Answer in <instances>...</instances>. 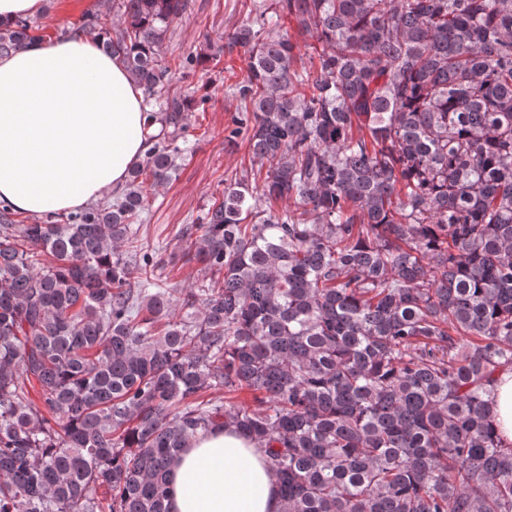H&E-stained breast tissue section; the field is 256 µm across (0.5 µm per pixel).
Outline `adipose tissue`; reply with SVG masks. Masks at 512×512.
<instances>
[{"mask_svg": "<svg viewBox=\"0 0 512 512\" xmlns=\"http://www.w3.org/2000/svg\"><path fill=\"white\" fill-rule=\"evenodd\" d=\"M139 87L80 35L0 58V205L70 212L121 190L147 152ZM172 512H281L264 454L221 428L192 439L171 473Z\"/></svg>", "mask_w": 512, "mask_h": 512, "instance_id": "obj_1", "label": "adipose tissue"}]
</instances>
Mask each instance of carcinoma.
<instances>
[{"label": "carcinoma", "instance_id": "1", "mask_svg": "<svg viewBox=\"0 0 512 512\" xmlns=\"http://www.w3.org/2000/svg\"><path fill=\"white\" fill-rule=\"evenodd\" d=\"M188 8L96 0L57 31L119 58L160 131L108 201L0 208V512H169L218 426L282 512H512V0H252L169 56ZM43 38L21 18L0 57ZM223 57L250 168L178 226L180 288L147 224L211 96L171 85ZM494 387L493 413L497 433L505 443H512V371H501Z\"/></svg>", "mask_w": 512, "mask_h": 512}]
</instances>
